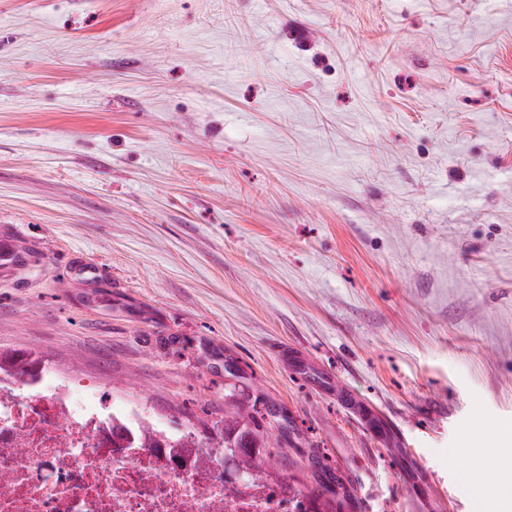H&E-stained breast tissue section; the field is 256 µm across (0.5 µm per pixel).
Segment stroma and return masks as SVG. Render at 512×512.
<instances>
[{
	"label": "stroma",
	"mask_w": 512,
	"mask_h": 512,
	"mask_svg": "<svg viewBox=\"0 0 512 512\" xmlns=\"http://www.w3.org/2000/svg\"><path fill=\"white\" fill-rule=\"evenodd\" d=\"M1 243L0 352L260 408L321 512H512V0H0Z\"/></svg>",
	"instance_id": "35a3bbf8"
}]
</instances>
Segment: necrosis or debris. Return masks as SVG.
<instances>
[{
  "instance_id": "1",
  "label": "necrosis or debris",
  "mask_w": 512,
  "mask_h": 512,
  "mask_svg": "<svg viewBox=\"0 0 512 512\" xmlns=\"http://www.w3.org/2000/svg\"><path fill=\"white\" fill-rule=\"evenodd\" d=\"M156 445L142 443L144 429ZM140 439L128 447L125 434ZM165 428L90 385L28 366L0 368V512H310L274 482L229 484L193 452L174 463Z\"/></svg>"
}]
</instances>
